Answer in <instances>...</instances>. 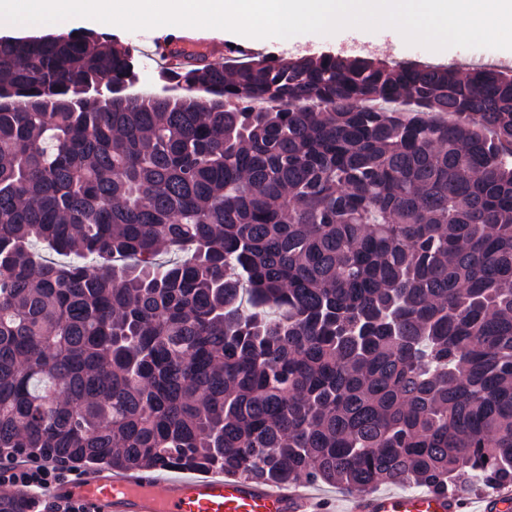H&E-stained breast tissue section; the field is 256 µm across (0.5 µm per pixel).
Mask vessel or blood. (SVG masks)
Returning a JSON list of instances; mask_svg holds the SVG:
<instances>
[{
	"mask_svg": "<svg viewBox=\"0 0 512 512\" xmlns=\"http://www.w3.org/2000/svg\"><path fill=\"white\" fill-rule=\"evenodd\" d=\"M221 41L190 35L160 42L154 56L163 65L217 63L235 55ZM50 497L83 500L88 512H322L309 491L274 486L226 474L175 470L168 474L98 471L49 489ZM349 512H469L468 502L455 494L366 493L351 497ZM478 512H512V485L481 500Z\"/></svg>",
	"mask_w": 512,
	"mask_h": 512,
	"instance_id": "1",
	"label": "vessel or blood"
}]
</instances>
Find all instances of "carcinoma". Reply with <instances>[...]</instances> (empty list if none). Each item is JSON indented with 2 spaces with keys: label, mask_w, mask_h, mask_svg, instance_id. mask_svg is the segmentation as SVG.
<instances>
[{
  "label": "carcinoma",
  "mask_w": 512,
  "mask_h": 512,
  "mask_svg": "<svg viewBox=\"0 0 512 512\" xmlns=\"http://www.w3.org/2000/svg\"><path fill=\"white\" fill-rule=\"evenodd\" d=\"M134 51L0 38V455L511 483L512 73Z\"/></svg>",
  "instance_id": "1"
}]
</instances>
